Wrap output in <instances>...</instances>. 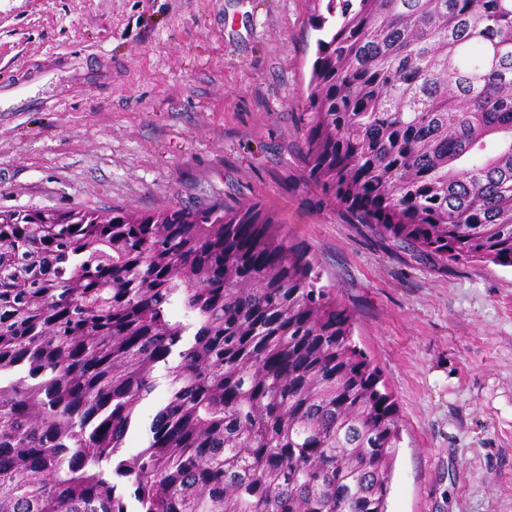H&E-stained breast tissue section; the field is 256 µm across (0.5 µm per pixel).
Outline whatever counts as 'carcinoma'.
Masks as SVG:
<instances>
[{
	"label": "carcinoma",
	"mask_w": 512,
	"mask_h": 512,
	"mask_svg": "<svg viewBox=\"0 0 512 512\" xmlns=\"http://www.w3.org/2000/svg\"><path fill=\"white\" fill-rule=\"evenodd\" d=\"M326 10L307 179L398 246L512 267V0ZM0 241V512H388L395 401L271 213L0 212ZM164 373L162 368L157 371L158 381L156 389L148 399L143 401L136 424L130 429L125 439L123 449L128 455L136 453L145 446L152 420L167 397L168 385L167 380L164 378Z\"/></svg>",
	"instance_id": "1"
}]
</instances>
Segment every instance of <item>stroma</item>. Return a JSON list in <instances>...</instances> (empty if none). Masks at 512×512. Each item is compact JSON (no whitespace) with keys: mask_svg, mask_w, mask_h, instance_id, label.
Wrapping results in <instances>:
<instances>
[{"mask_svg":"<svg viewBox=\"0 0 512 512\" xmlns=\"http://www.w3.org/2000/svg\"><path fill=\"white\" fill-rule=\"evenodd\" d=\"M324 0H0V212L259 203L317 257L402 424L389 512H512V268L348 223L303 170ZM168 394L143 401L144 447Z\"/></svg>","mask_w":512,"mask_h":512,"instance_id":"35a3bbf8","label":"stroma"}]
</instances>
